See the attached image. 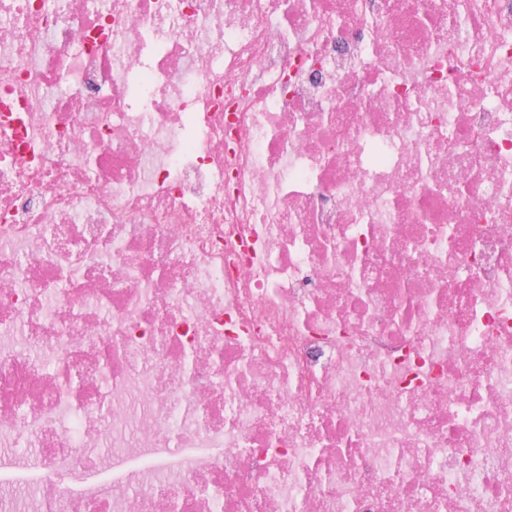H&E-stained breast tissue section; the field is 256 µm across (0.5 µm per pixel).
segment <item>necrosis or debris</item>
<instances>
[{
    "label": "necrosis or debris",
    "mask_w": 512,
    "mask_h": 512,
    "mask_svg": "<svg viewBox=\"0 0 512 512\" xmlns=\"http://www.w3.org/2000/svg\"><path fill=\"white\" fill-rule=\"evenodd\" d=\"M0 447L34 512H512V0H0Z\"/></svg>",
    "instance_id": "necrosis-or-debris-1"
}]
</instances>
